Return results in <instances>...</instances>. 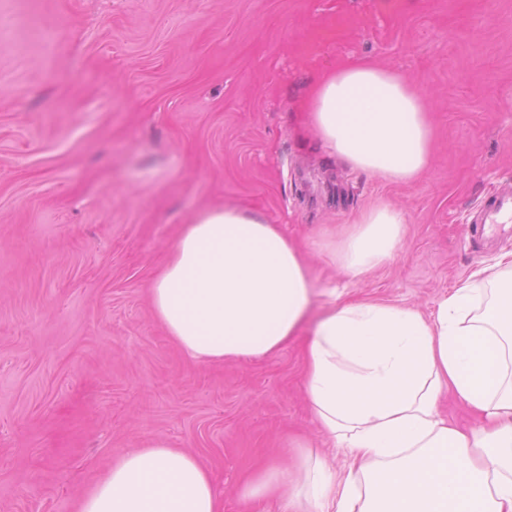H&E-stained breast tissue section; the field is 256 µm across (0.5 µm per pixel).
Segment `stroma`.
Listing matches in <instances>:
<instances>
[{"label":"stroma","mask_w":512,"mask_h":512,"mask_svg":"<svg viewBox=\"0 0 512 512\" xmlns=\"http://www.w3.org/2000/svg\"><path fill=\"white\" fill-rule=\"evenodd\" d=\"M351 60L426 93L419 180L320 145L311 85ZM504 177L512 0H0V512H77L154 441L210 470L224 512H247L243 483L295 438L346 473L305 398L315 321L334 302L431 314L512 253L511 227L473 242L464 227ZM224 202L305 246L318 292L276 353L197 362L149 288L184 224ZM379 202L407 220L393 260L351 279L311 249Z\"/></svg>","instance_id":"35a3bbf8"}]
</instances>
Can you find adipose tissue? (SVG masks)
I'll return each mask as SVG.
<instances>
[{"instance_id":"obj_1","label":"adipose tissue","mask_w":512,"mask_h":512,"mask_svg":"<svg viewBox=\"0 0 512 512\" xmlns=\"http://www.w3.org/2000/svg\"><path fill=\"white\" fill-rule=\"evenodd\" d=\"M309 120L352 168L410 182L429 166L425 94L399 74L352 61L314 85ZM406 217L382 202L317 242L349 276L392 260ZM493 275L494 300L475 307L473 280L433 318L411 307L353 302L318 322L306 395L323 431L356 465L339 477L312 453L268 465L247 482L248 506L284 512H512V258ZM313 280L300 248L259 213L227 204L185 224L153 283L154 313L196 361L266 356L298 333ZM485 419L468 432L438 412L443 392ZM209 471L157 441L127 452L86 491L78 512H223Z\"/></svg>"}]
</instances>
